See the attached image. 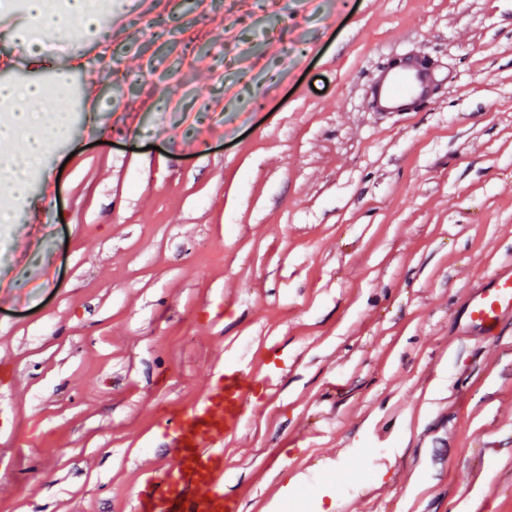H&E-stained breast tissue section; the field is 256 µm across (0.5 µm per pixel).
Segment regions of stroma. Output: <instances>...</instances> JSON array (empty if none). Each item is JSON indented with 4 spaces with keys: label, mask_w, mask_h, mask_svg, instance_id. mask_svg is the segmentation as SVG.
<instances>
[{
    "label": "stroma",
    "mask_w": 512,
    "mask_h": 512,
    "mask_svg": "<svg viewBox=\"0 0 512 512\" xmlns=\"http://www.w3.org/2000/svg\"><path fill=\"white\" fill-rule=\"evenodd\" d=\"M106 4L113 55L0 69L62 49L79 104L23 197L0 168V512H135L227 363L280 373L224 442L241 512H512V318L465 320L512 273V0ZM423 56L433 102L379 111Z\"/></svg>",
    "instance_id": "35a3bbf8"
}]
</instances>
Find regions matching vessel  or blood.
<instances>
[{"instance_id": "obj_1", "label": "vessel or blood", "mask_w": 512, "mask_h": 512, "mask_svg": "<svg viewBox=\"0 0 512 512\" xmlns=\"http://www.w3.org/2000/svg\"><path fill=\"white\" fill-rule=\"evenodd\" d=\"M427 75L408 65L387 74L379 105L398 111L410 97H424ZM512 314V274L497 277L472 298L469 322L495 334L505 315ZM277 376H255L238 365H225L203 397L178 408L162 428L175 450L173 461L150 475L137 494V512H239L237 499L224 490V441L239 430L258 393L273 389Z\"/></svg>"}]
</instances>
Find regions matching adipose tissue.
Segmentation results:
<instances>
[{
    "instance_id": "ef3b65f1",
    "label": "adipose tissue",
    "mask_w": 512,
    "mask_h": 512,
    "mask_svg": "<svg viewBox=\"0 0 512 512\" xmlns=\"http://www.w3.org/2000/svg\"><path fill=\"white\" fill-rule=\"evenodd\" d=\"M26 14L40 21L44 30L52 33L77 26L96 27L102 21L101 16L89 11L85 0H65L64 6L56 10L49 7L47 0H26ZM21 93L26 95L30 103L29 108L12 109V102ZM0 105L5 108L4 113L0 114V143L11 141L21 134L27 137L23 151L4 160L5 166L13 174L10 190L20 195L26 190L29 171L63 133L66 117L60 113L56 114L54 121L42 132L27 135V128L36 121L35 110L50 105V98L44 86L36 82L21 87L13 83H0Z\"/></svg>"
}]
</instances>
